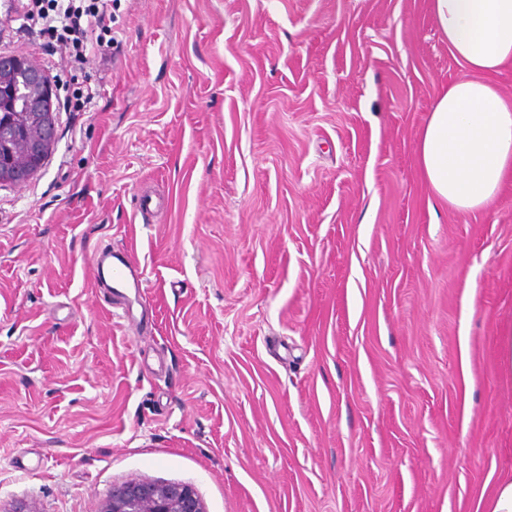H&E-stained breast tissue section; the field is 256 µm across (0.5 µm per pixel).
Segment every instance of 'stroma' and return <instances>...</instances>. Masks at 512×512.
I'll list each match as a JSON object with an SVG mask.
<instances>
[{
	"instance_id": "35a3bbf8",
	"label": "stroma",
	"mask_w": 512,
	"mask_h": 512,
	"mask_svg": "<svg viewBox=\"0 0 512 512\" xmlns=\"http://www.w3.org/2000/svg\"><path fill=\"white\" fill-rule=\"evenodd\" d=\"M93 112L0 183V512H483L512 474V180L439 203L429 0H118ZM164 201L148 215L135 201ZM144 273L131 326L96 254ZM96 512H206V510L191 485L158 482L145 478L114 486L111 497Z\"/></svg>"
}]
</instances>
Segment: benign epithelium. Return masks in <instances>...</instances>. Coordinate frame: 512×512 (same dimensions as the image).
Returning a JSON list of instances; mask_svg holds the SVG:
<instances>
[{"label":"benign epithelium","instance_id":"benign-epithelium-1","mask_svg":"<svg viewBox=\"0 0 512 512\" xmlns=\"http://www.w3.org/2000/svg\"><path fill=\"white\" fill-rule=\"evenodd\" d=\"M0 89L27 97L30 111L12 112L0 124V182L22 184L44 164L55 141L52 101L55 88L45 72L25 57L0 60ZM96 512H206L195 489L185 483L151 479L112 487L111 497Z\"/></svg>","mask_w":512,"mask_h":512}]
</instances>
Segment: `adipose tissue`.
<instances>
[{"mask_svg":"<svg viewBox=\"0 0 512 512\" xmlns=\"http://www.w3.org/2000/svg\"><path fill=\"white\" fill-rule=\"evenodd\" d=\"M433 19L471 76L449 85L417 134L434 197L459 212L489 206L512 179V104L490 82L512 61V0H430Z\"/></svg>","mask_w":512,"mask_h":512,"instance_id":"ef3b65f1","label":"adipose tissue"}]
</instances>
